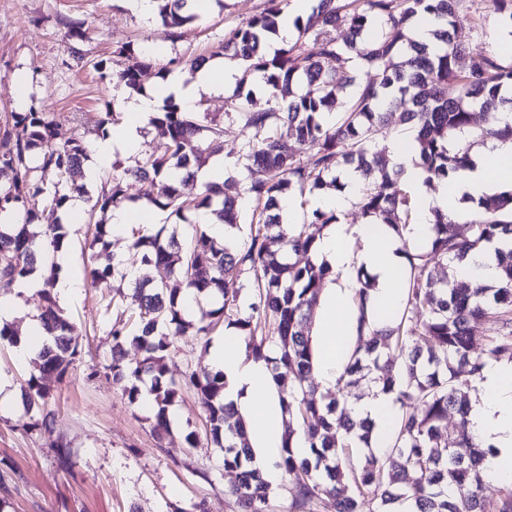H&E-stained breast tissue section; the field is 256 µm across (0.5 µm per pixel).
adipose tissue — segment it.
I'll return each mask as SVG.
<instances>
[{
	"instance_id": "adipose-tissue-1",
	"label": "adipose tissue",
	"mask_w": 512,
	"mask_h": 512,
	"mask_svg": "<svg viewBox=\"0 0 512 512\" xmlns=\"http://www.w3.org/2000/svg\"><path fill=\"white\" fill-rule=\"evenodd\" d=\"M234 81L230 67L206 63L192 80L176 76L165 84L139 94L124 106L126 119L112 135L94 147L95 160L88 165V182H96L101 168L115 156L131 157L142 148L141 130L155 115L159 102L174 96L182 109L195 111L200 91L224 87ZM512 191V142L494 141L474 154L469 168L438 185L436 191L421 193L417 220L411 226L416 244L429 242L435 212L464 222L486 197ZM401 243L384 224H328L316 238L313 257L326 262L333 276L323 288L316 307L311 334L317 360L313 372L325 387H333L358 339V308L354 296L360 283L358 270L372 276L369 312L376 326H385L400 299L399 282L405 267ZM207 362L224 374V400L234 405L245 422L254 448L253 468L269 486H277V466L287 417L276 396L265 361L248 357L245 346L233 330L208 348ZM477 397L468 414L469 428L481 447L496 453L487 476L493 481L512 479V361H487L476 382Z\"/></svg>"
}]
</instances>
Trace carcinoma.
I'll list each match as a JSON object with an SVG mask.
<instances>
[{
    "mask_svg": "<svg viewBox=\"0 0 512 512\" xmlns=\"http://www.w3.org/2000/svg\"><path fill=\"white\" fill-rule=\"evenodd\" d=\"M158 22L171 37L193 22L189 0H158ZM291 0H265L262 11L224 34V43L210 55L190 53L175 61L193 77L216 56L243 63L239 91L230 110L240 117L248 137L242 150L252 161L242 205L218 185L205 183L198 196L187 199L179 185L197 175L224 151V128L205 125L206 112H184L168 97L151 125L164 148L125 166L112 163L109 186L90 206L85 223L95 227L93 242L106 237L109 214L135 200L132 188L151 180L158 185L150 204L179 215L208 210L243 238L232 248L207 229L192 225L187 242L162 237V232H132L133 257L152 264L162 276L154 281L127 278L124 257L90 270L92 284L112 289V299L124 306L112 323V380L132 403L141 399L139 383L150 380L149 394L158 421L183 388L197 394L206 413L210 441L224 451V468L238 472L226 491L239 512H268L269 488L253 459L242 420L224 403V374L211 368L192 369L181 382L169 376L174 340L192 326L185 319L179 289L172 278L194 290L201 307L195 335L207 336L218 325L235 328L246 353L269 366L280 404L288 414V435L277 467L291 480L296 494L293 512H512V492L490 511L482 497L479 467L492 462V448H481L468 432V392L486 361L512 357V249L496 250L501 278L494 285L458 288L455 266L471 253L503 238L512 239V192L479 203L466 221L468 233L455 232L454 221L439 214L433 236L425 246L403 248L407 273L400 306L391 321L376 328L367 312L372 287L358 274L361 288L355 301L361 333L369 339L351 354L336 381V393L316 396L308 384L314 352L307 326L308 312L317 303L326 264L313 260L315 235L307 225L334 224V212L314 209L304 224H284L279 199L290 193L343 187L339 173L348 166L361 175L375 173L360 191L358 206L373 221L390 226L401 243L416 208L403 184L402 167L376 148L378 138L392 135L386 111L406 102L397 124L416 131L418 165L425 181H444L472 162V142L512 141V124L501 111L512 107V67L489 54L470 55L454 41L452 30L462 0H319L306 21H295L297 38L266 53L265 44L277 33L278 21ZM502 27L512 29V0H491ZM427 15L434 26L432 44L418 42L407 31L412 19ZM348 28L339 40L336 29ZM100 78L112 77L140 89L159 77L154 63L141 60L109 72L107 60L94 63ZM259 76L267 89V108L248 107L244 89ZM354 89L340 105L337 94ZM326 111L335 122H322ZM482 125L473 126L474 112ZM92 121L105 136L117 124L115 107L97 113ZM208 131L209 136L201 135ZM307 143L306 159L294 144ZM88 145L79 137L58 139L57 121L32 106L12 112L0 126V214L16 212L23 224L13 233L0 226V280L13 282L41 272L43 288L38 320L52 337L34 359L43 372L65 371L78 354L69 336L71 324L53 294L61 267L55 255L68 244L62 224L38 223L42 207L69 208L85 193L83 164ZM54 170L60 187L49 191L36 172ZM304 255L300 263L291 255ZM446 268L440 279L432 268ZM246 278L252 289L250 312L238 314L239 299L225 291L227 278ZM496 326L482 353L473 352L472 323ZM135 343L142 359L123 362V344ZM399 352L401 359L393 356ZM396 399L411 401L391 426L388 446L376 453L371 445L376 423L352 415L353 389L359 386ZM458 415V427L448 430V410ZM300 436L309 454L292 448Z\"/></svg>",
    "mask_w": 512,
    "mask_h": 512,
    "instance_id": "cac0c4a2",
    "label": "carcinoma"
}]
</instances>
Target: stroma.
Here are the masks:
<instances>
[{"label":"stroma","instance_id":"stroma-1","mask_svg":"<svg viewBox=\"0 0 512 512\" xmlns=\"http://www.w3.org/2000/svg\"><path fill=\"white\" fill-rule=\"evenodd\" d=\"M264 0H224L207 16L169 37L146 24L126 0H0V117L34 105L54 114L59 140L79 136L95 144L100 134L90 115L107 105L122 109L133 89L117 81H100L93 61L104 59L111 70L145 59L144 47L159 44L155 63L165 77L178 75L176 58L216 50L230 28L259 13ZM82 35L69 37L67 23ZM455 39L471 53L496 52L512 65V31L501 28L489 0H466ZM133 42V59L114 57L116 46ZM27 82L24 101L13 92L16 76ZM236 86L202 94L213 123L224 128V158L236 168L224 187L242 191L249 160L241 153L246 135L242 121L226 113ZM88 226H70L64 268L81 282L79 291L59 305L71 319L79 354L65 375L45 373V409L29 410L20 392L34 365L19 364L11 341L0 339V375L15 392L0 410V512H184L203 503L206 512H235L227 489L237 480L224 469L219 449L199 444L188 449V431L204 433L205 415L192 390H182L169 411L167 428L157 427L148 402L130 403L112 381L110 324L118 310L111 293L92 285L93 251L86 243ZM50 425H43L45 412Z\"/></svg>","mask_w":512,"mask_h":512}]
</instances>
